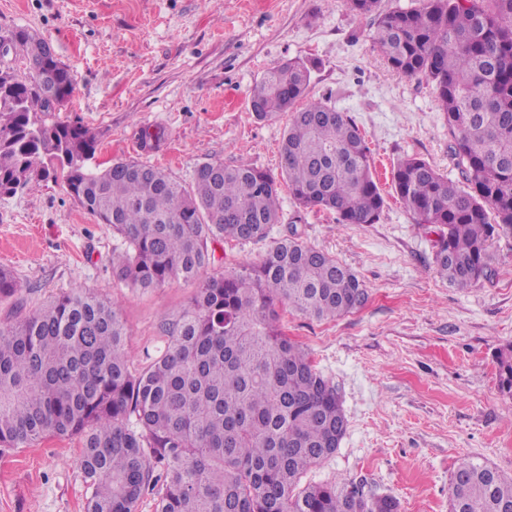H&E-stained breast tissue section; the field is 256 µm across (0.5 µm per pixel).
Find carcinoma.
<instances>
[{
  "label": "carcinoma",
  "instance_id": "obj_1",
  "mask_svg": "<svg viewBox=\"0 0 512 512\" xmlns=\"http://www.w3.org/2000/svg\"><path fill=\"white\" fill-rule=\"evenodd\" d=\"M348 2L375 16L373 41L389 68L433 84L448 122L466 184L412 156L392 174L415 223L437 229V273L458 289L493 281L491 244L512 235V0H417L390 11L379 0ZM0 35L18 48L0 64V196L62 180L122 239L112 273L130 287L195 280L214 263V243L265 238L279 220L283 181L299 206L333 212L341 224L381 219L365 139L347 113L307 99L305 62L271 68L251 94L261 121L290 113L282 179L210 161L187 186L136 160L90 168L96 134L79 122H47L74 93L70 69L25 28ZM20 288L0 269V298ZM367 300L354 271L293 231L260 264L203 281L166 326V349L134 374L119 302L60 296L0 326V446L79 439L86 512H137L150 490L156 512H399L395 497L359 484L300 485L336 453L344 411L337 385L283 332L276 307L334 321ZM495 362L512 398L511 343ZM450 506L512 512V478L466 462L453 475Z\"/></svg>",
  "mask_w": 512,
  "mask_h": 512
}]
</instances>
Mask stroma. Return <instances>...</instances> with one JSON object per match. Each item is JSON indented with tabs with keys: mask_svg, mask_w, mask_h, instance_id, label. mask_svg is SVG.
I'll list each match as a JSON object with an SVG mask.
<instances>
[{
	"mask_svg": "<svg viewBox=\"0 0 512 512\" xmlns=\"http://www.w3.org/2000/svg\"><path fill=\"white\" fill-rule=\"evenodd\" d=\"M45 38L75 78L61 120L97 133L91 166L134 159L191 183L207 161L280 174L285 119H256L252 89L283 62H314L310 97L355 120L385 198L376 224H341L281 191L280 218L260 241L224 240L206 274L260 263L297 228L308 245L364 281L360 310L319 322L280 308L283 328L340 389L348 421L335 455L310 483L355 482L397 498L400 512H449L464 462L512 477V400L499 390L497 350L512 343V236L494 240L493 282L460 291L433 263L434 227L415 223L392 187L398 158L424 159L454 181L448 126L433 85L385 64L374 18L346 0H0V30ZM161 132L154 147L145 132ZM121 240L83 210L62 182L0 197V268L21 283L0 299V324L63 294L117 299L129 332L130 368L168 343L162 331L197 293L194 281L132 288L112 275ZM78 440L0 446V512H85L90 492Z\"/></svg>",
	"mask_w": 512,
	"mask_h": 512,
	"instance_id": "35a3bbf8",
	"label": "stroma"
}]
</instances>
